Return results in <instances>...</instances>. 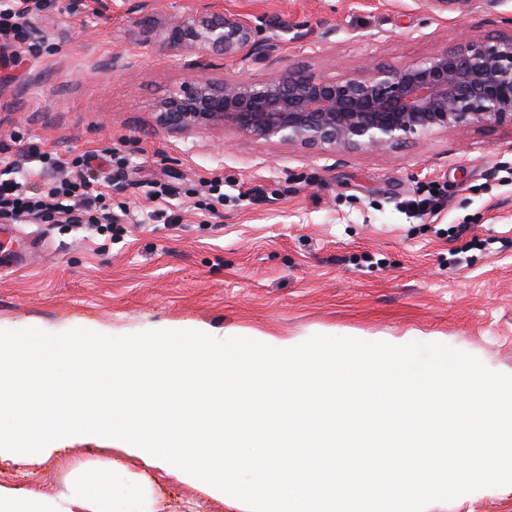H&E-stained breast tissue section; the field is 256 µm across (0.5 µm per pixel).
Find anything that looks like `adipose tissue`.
Returning a JSON list of instances; mask_svg holds the SVG:
<instances>
[{
	"mask_svg": "<svg viewBox=\"0 0 512 512\" xmlns=\"http://www.w3.org/2000/svg\"><path fill=\"white\" fill-rule=\"evenodd\" d=\"M125 477L118 463L107 477L92 470L56 499L0 487V512H151L148 494L130 487Z\"/></svg>",
	"mask_w": 512,
	"mask_h": 512,
	"instance_id": "1",
	"label": "adipose tissue"
}]
</instances>
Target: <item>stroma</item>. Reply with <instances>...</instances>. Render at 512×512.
Masks as SVG:
<instances>
[{"label": "stroma", "mask_w": 512, "mask_h": 512, "mask_svg": "<svg viewBox=\"0 0 512 512\" xmlns=\"http://www.w3.org/2000/svg\"><path fill=\"white\" fill-rule=\"evenodd\" d=\"M21 0L26 24L0 36V157L30 146L92 167L120 237L0 214V329L98 326L118 335L201 323L282 338L433 336L512 369V125L487 124L342 152L254 137L233 127L173 132L169 94L195 81L165 44L170 17L201 26L246 16L277 37L264 61L230 58L213 78L259 82L295 67L340 79L364 64L400 69L462 39L512 33V0L440 11L426 0ZM220 185L214 207L209 184ZM436 195L417 218L406 200ZM126 465L149 481L154 512H239L117 449L86 443L32 465L0 468V486L47 498L91 469ZM439 512H512V485Z\"/></svg>", "instance_id": "stroma-1"}]
</instances>
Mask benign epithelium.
Returning <instances> with one entry per match:
<instances>
[{
	"instance_id": "obj_1",
	"label": "benign epithelium",
	"mask_w": 512,
	"mask_h": 512,
	"mask_svg": "<svg viewBox=\"0 0 512 512\" xmlns=\"http://www.w3.org/2000/svg\"><path fill=\"white\" fill-rule=\"evenodd\" d=\"M191 21L170 23L167 46L185 67L205 72L214 56L272 57L247 17L215 15L193 35ZM161 122L172 129L224 127L282 143L343 151L384 148L416 136L488 123H512V36L464 40L411 66H366L336 80L288 68L262 82L200 78L165 98Z\"/></svg>"
}]
</instances>
